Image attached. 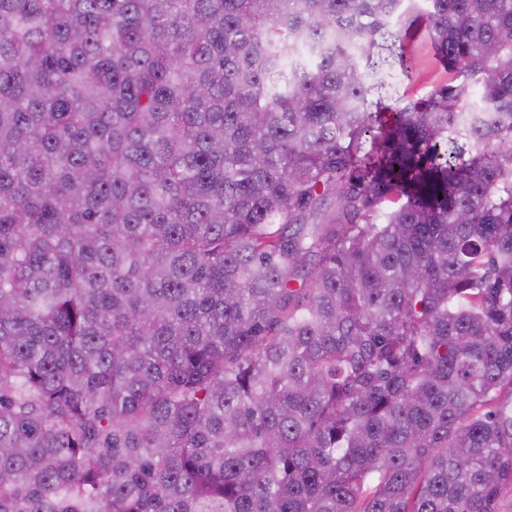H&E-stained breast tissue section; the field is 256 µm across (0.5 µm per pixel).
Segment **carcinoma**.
<instances>
[{
    "label": "carcinoma",
    "mask_w": 512,
    "mask_h": 512,
    "mask_svg": "<svg viewBox=\"0 0 512 512\" xmlns=\"http://www.w3.org/2000/svg\"><path fill=\"white\" fill-rule=\"evenodd\" d=\"M507 491L512 0H0V512ZM406 29V30H405ZM403 44L414 58L415 69L411 78L402 76L397 70H390L385 77L386 86L373 96L371 111L393 112L408 100L426 99L433 89L447 82L448 73L438 61L431 41L425 29V24L416 21L405 25L402 32ZM381 101V105L376 104Z\"/></svg>",
    "instance_id": "carcinoma-1"
}]
</instances>
